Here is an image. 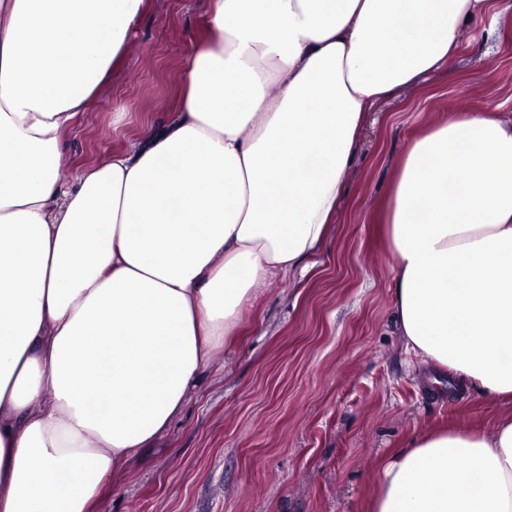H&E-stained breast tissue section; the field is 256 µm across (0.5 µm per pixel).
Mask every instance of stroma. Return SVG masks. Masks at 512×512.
<instances>
[{
  "instance_id": "obj_1",
  "label": "stroma",
  "mask_w": 512,
  "mask_h": 512,
  "mask_svg": "<svg viewBox=\"0 0 512 512\" xmlns=\"http://www.w3.org/2000/svg\"><path fill=\"white\" fill-rule=\"evenodd\" d=\"M208 0H149L121 64L66 134L60 175L147 138L175 114ZM512 120V23L475 19L446 66L367 115L336 220L303 276L266 284L170 428L90 512H363L379 465L416 433L490 430L512 406L454 373L448 396L393 323L378 215L414 136L448 112Z\"/></svg>"
}]
</instances>
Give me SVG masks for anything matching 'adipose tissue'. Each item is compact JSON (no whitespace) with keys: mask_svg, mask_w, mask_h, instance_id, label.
<instances>
[{"mask_svg":"<svg viewBox=\"0 0 512 512\" xmlns=\"http://www.w3.org/2000/svg\"><path fill=\"white\" fill-rule=\"evenodd\" d=\"M144 0H0V512H87L273 277L325 239L368 112L489 0H212L175 117L62 184ZM383 222L406 354L512 400V122L451 112ZM367 512H512V415L416 434Z\"/></svg>","mask_w":512,"mask_h":512,"instance_id":"adipose-tissue-1","label":"adipose tissue"}]
</instances>
